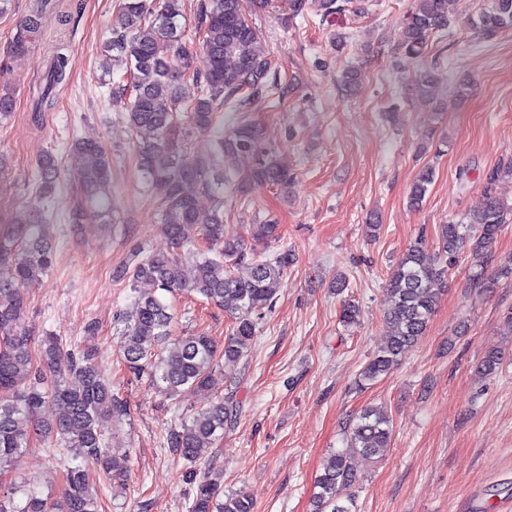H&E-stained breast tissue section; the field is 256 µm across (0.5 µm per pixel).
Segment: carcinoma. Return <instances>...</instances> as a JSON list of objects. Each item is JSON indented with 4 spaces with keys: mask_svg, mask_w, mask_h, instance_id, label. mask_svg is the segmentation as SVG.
<instances>
[{
    "mask_svg": "<svg viewBox=\"0 0 512 512\" xmlns=\"http://www.w3.org/2000/svg\"><path fill=\"white\" fill-rule=\"evenodd\" d=\"M182 2L121 0L105 62V70L122 72L109 101L125 112L143 181L160 192L158 229L169 241L165 251L135 248L113 270L118 282L151 286L135 297L130 310L113 316L118 353L129 372L147 375L171 398L213 386L224 363L248 356L257 319L273 304L294 263L288 249L262 256L224 234V189L254 183L286 193L294 184L293 173L264 146L263 132L254 123L242 120L227 134L220 127L224 107L241 112L269 87L271 61L259 50L260 31L246 16L248 6L262 9L268 0H200L192 38L182 24ZM452 3L412 0L399 49L411 58L423 56L430 38L448 30ZM39 26L38 14L25 20L14 43L17 52L27 50ZM474 29L482 39L512 29V0H488ZM198 51L206 59L202 70L195 66ZM66 68L67 56L55 52L40 84L32 124L42 123L43 113L53 107ZM416 93L433 99L431 72L420 75ZM182 122L198 132L219 133L215 151L239 157L244 168L227 176L216 170L213 158L187 156L175 139ZM73 151L84 197L74 208L72 223L81 224L89 216L101 224L117 223L110 154L101 143L81 138L74 141ZM504 175L512 176L511 166L487 172L482 207L464 222L442 225L437 251L430 252L426 235L420 234L392 266L386 288L391 332L360 371L358 386L388 374L425 334L459 253L466 249L475 259L487 258L503 225L512 222V207L496 191ZM35 178L36 202L41 204L58 178L54 154L37 160ZM433 179V167L420 169L410 189V206H422ZM202 194L213 196L216 204L201 208ZM249 231L252 240L266 244L280 237V225L274 223L251 224ZM53 253L54 241L39 209L19 210L0 225V475L18 469L35 437L65 450L68 459L59 498L28 490L19 504L6 492L0 495V512H102L88 466L98 468L115 488L131 478L129 450L119 436L130 421L127 400L112 391L92 351L63 353L54 336L38 339L27 324L29 288L49 272ZM504 278L512 280V265L491 277L474 275L488 292ZM168 294L199 296L228 309L232 325L224 342L204 333L174 335ZM504 358L499 350L486 352L476 374L495 375ZM238 415L230 390L167 428L165 447L196 481L191 512H254L252 499L243 491L224 493L222 473L213 463L214 445L234 430ZM106 418L112 419L110 433L103 427ZM391 438L387 412L378 406L364 408L349 427L347 448L330 453L316 477L313 512H353L351 489L359 485L360 476L351 458L375 456L389 447ZM201 466L207 474L198 481Z\"/></svg>",
    "mask_w": 512,
    "mask_h": 512,
    "instance_id": "obj_1",
    "label": "carcinoma"
}]
</instances>
